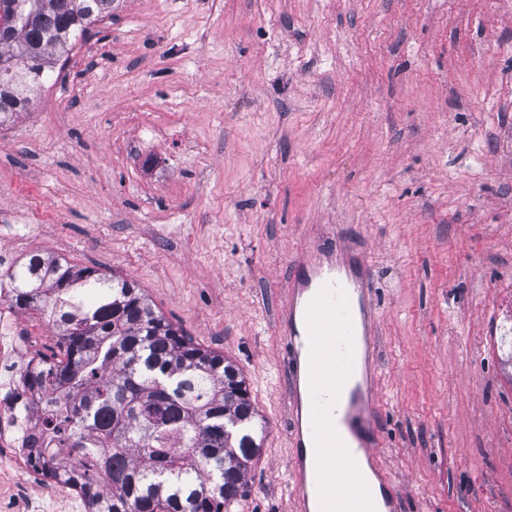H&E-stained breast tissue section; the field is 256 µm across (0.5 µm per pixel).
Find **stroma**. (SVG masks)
I'll return each instance as SVG.
<instances>
[{"mask_svg": "<svg viewBox=\"0 0 512 512\" xmlns=\"http://www.w3.org/2000/svg\"><path fill=\"white\" fill-rule=\"evenodd\" d=\"M0 128V246L133 279L266 430L290 266L371 267L389 512H512V0H115Z\"/></svg>", "mask_w": 512, "mask_h": 512, "instance_id": "obj_1", "label": "stroma"}]
</instances>
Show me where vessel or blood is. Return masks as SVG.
I'll return each instance as SVG.
<instances>
[{
	"label": "vessel or blood",
	"mask_w": 512,
	"mask_h": 512,
	"mask_svg": "<svg viewBox=\"0 0 512 512\" xmlns=\"http://www.w3.org/2000/svg\"><path fill=\"white\" fill-rule=\"evenodd\" d=\"M365 273L349 274L323 265L315 253L299 258L276 326L285 338L283 366L290 376L285 392L293 424L289 445L292 512H311L312 498L328 512H365L371 491L355 462L378 464L380 443L373 435L378 389L368 373L375 357V314L365 302ZM348 337V365L336 363L328 344ZM340 402L350 434L342 436L327 412L312 409L318 395ZM314 440L315 464L304 448Z\"/></svg>",
	"instance_id": "b4317fda"
}]
</instances>
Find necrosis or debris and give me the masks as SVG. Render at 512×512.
I'll return each mask as SVG.
<instances>
[{
	"label": "necrosis or debris",
	"instance_id": "1",
	"mask_svg": "<svg viewBox=\"0 0 512 512\" xmlns=\"http://www.w3.org/2000/svg\"><path fill=\"white\" fill-rule=\"evenodd\" d=\"M12 253L0 248V460L21 467L46 495L66 493L65 484L50 479L43 446V403L31 378L43 367L26 349L8 275Z\"/></svg>",
	"mask_w": 512,
	"mask_h": 512
}]
</instances>
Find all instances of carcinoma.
I'll return each mask as SVG.
<instances>
[{
    "label": "carcinoma",
    "mask_w": 512,
    "mask_h": 512,
    "mask_svg": "<svg viewBox=\"0 0 512 512\" xmlns=\"http://www.w3.org/2000/svg\"><path fill=\"white\" fill-rule=\"evenodd\" d=\"M112 2L0 0L1 126ZM10 277L14 303L47 313L65 349L33 383L47 399L50 477L88 512H228L265 429L239 368L185 337L133 281L43 254Z\"/></svg>",
    "instance_id": "obj_1"
}]
</instances>
